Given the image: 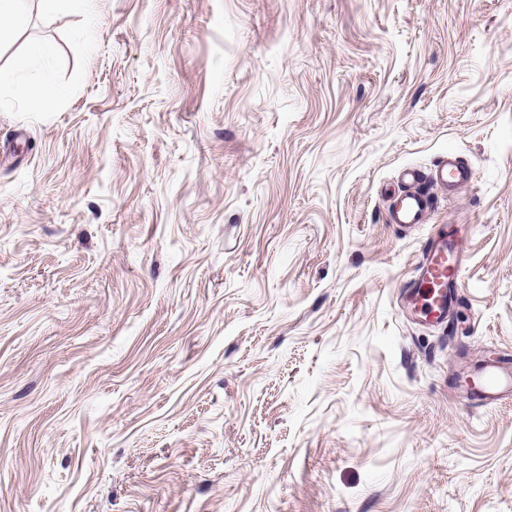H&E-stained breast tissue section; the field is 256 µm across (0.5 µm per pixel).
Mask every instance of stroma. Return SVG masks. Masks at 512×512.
Here are the masks:
<instances>
[{"mask_svg": "<svg viewBox=\"0 0 512 512\" xmlns=\"http://www.w3.org/2000/svg\"><path fill=\"white\" fill-rule=\"evenodd\" d=\"M0 95V512H512V0L34 4ZM473 185L427 224L398 174ZM452 333L398 306L433 225ZM53 55L49 44H35L17 55L9 67H0V89L28 104L55 102L59 91L49 79L34 73L35 65ZM474 178L473 168L455 153L448 152L428 174L415 167H405L399 173V181L406 189L394 197L390 211V223L404 228L426 224L436 202L431 189L441 188L454 195ZM458 383L475 405H491L512 395V366L507 361L488 363Z\"/></svg>", "mask_w": 512, "mask_h": 512, "instance_id": "1", "label": "stroma"}]
</instances>
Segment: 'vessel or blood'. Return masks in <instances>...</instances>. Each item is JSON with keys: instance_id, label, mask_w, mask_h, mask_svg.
I'll return each mask as SVG.
<instances>
[{"instance_id": "1", "label": "vessel or blood", "mask_w": 512, "mask_h": 512, "mask_svg": "<svg viewBox=\"0 0 512 512\" xmlns=\"http://www.w3.org/2000/svg\"><path fill=\"white\" fill-rule=\"evenodd\" d=\"M473 178V168L454 153L427 173L415 167L403 168L399 180L405 189L393 199L391 223L404 228L425 223L435 206L433 188L452 194ZM420 252L417 274L405 287L403 303L419 322L432 327L447 326L448 312L460 298L464 260L444 226L437 227L423 242ZM459 385L475 405L497 403L512 396V366L504 361L486 364L460 379Z\"/></svg>"}]
</instances>
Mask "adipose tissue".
<instances>
[{
  "label": "adipose tissue",
  "instance_id": "obj_1",
  "mask_svg": "<svg viewBox=\"0 0 512 512\" xmlns=\"http://www.w3.org/2000/svg\"><path fill=\"white\" fill-rule=\"evenodd\" d=\"M53 48L48 44H35L17 55L9 67H0V89H6L28 104L55 102L59 91L49 79L35 74L38 62L49 59Z\"/></svg>",
  "mask_w": 512,
  "mask_h": 512
}]
</instances>
